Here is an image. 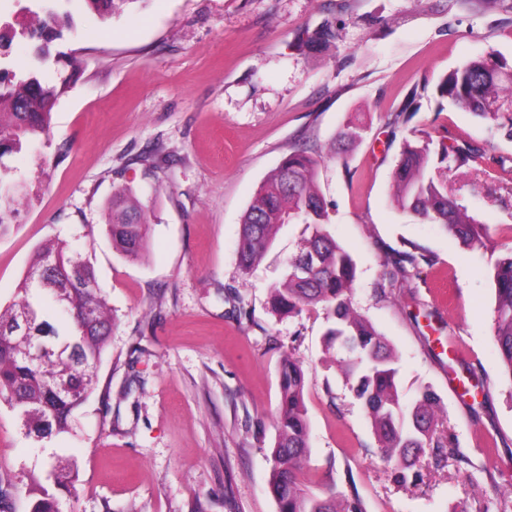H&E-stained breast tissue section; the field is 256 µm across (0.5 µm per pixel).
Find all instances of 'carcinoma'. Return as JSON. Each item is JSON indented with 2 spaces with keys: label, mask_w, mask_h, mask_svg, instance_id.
I'll list each match as a JSON object with an SVG mask.
<instances>
[{
  "label": "carcinoma",
  "mask_w": 512,
  "mask_h": 512,
  "mask_svg": "<svg viewBox=\"0 0 512 512\" xmlns=\"http://www.w3.org/2000/svg\"><path fill=\"white\" fill-rule=\"evenodd\" d=\"M22 7L44 29L39 59L49 55V44L72 27L74 13L90 10L109 17L120 4L137 0H34ZM65 78L56 85L43 83L33 69L0 83V231L8 230L18 202L13 169L5 158L42 142L51 112L69 87ZM448 104L496 123L512 141V65L495 52L451 70L438 85ZM479 157L464 141L430 148L429 137L405 141L393 172L394 201L407 212L437 224L470 251L490 248L489 225L472 216L448 192L447 173ZM318 159L297 148L282 160L249 204L241 225L239 267L248 273L264 257L282 224H304L310 235L288 261L284 283L271 291V308L278 314H298L318 305L327 311V349L343 352L336 360L346 382L369 420L387 462L398 478L425 449L448 454L454 443L439 429L440 398L424 389L409 405L401 402L396 383L395 354L389 342L353 307L351 293L355 263L351 254L327 230L328 213L316 183ZM131 191L112 197L105 231L113 248L129 259L138 258L147 242L148 223L142 210L129 204ZM397 251L387 263L400 271L417 268L427 259L416 252ZM488 275L495 286L493 336L503 372L512 379V250L490 261ZM33 321V335L51 351L40 350L27 336L13 332L21 317ZM112 336V318L99 294L89 261L68 243L50 239L35 251L19 283L15 300L0 309V403L17 415L26 436L42 441L73 431L76 411L97 384V367ZM68 378L73 393L57 392ZM305 372L294 359L283 360L280 373V413L272 454L269 487L279 512H364L357 498L330 487L319 497L302 488L301 476L309 455L305 406ZM53 484L19 485L9 465L0 463V502L13 498L10 512H59L60 496L78 494L74 467L51 464Z\"/></svg>",
  "instance_id": "cac0c4a2"
}]
</instances>
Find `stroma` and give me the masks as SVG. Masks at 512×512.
Here are the masks:
<instances>
[{"label": "stroma", "mask_w": 512, "mask_h": 512, "mask_svg": "<svg viewBox=\"0 0 512 512\" xmlns=\"http://www.w3.org/2000/svg\"><path fill=\"white\" fill-rule=\"evenodd\" d=\"M326 23L336 40L308 51ZM54 47L74 50L77 66L43 70L50 83L71 79L37 149L45 164L27 149L8 160L24 199L0 235V305L35 248L59 238L90 260L113 326L73 434L33 441L0 403V459L15 478L76 460L79 495L61 498V512H279L269 479L290 353L306 376L309 491L358 495L365 512H512V380L493 339L489 257L391 200L414 132L469 141L483 155L448 187L498 249L512 248L500 183L512 141L437 94L470 59L494 51L512 64V0H130L105 19L76 13ZM355 118L361 138L333 154ZM300 147L320 159L328 229L356 265L352 303L394 347L402 400L431 387L463 461L429 448L398 481L325 351V310L272 311L304 225H281L242 274V217ZM152 150L154 169L140 160ZM125 186L150 219L135 260L104 230ZM408 240L432 262L392 275L385 257Z\"/></svg>", "instance_id": "stroma-1"}]
</instances>
